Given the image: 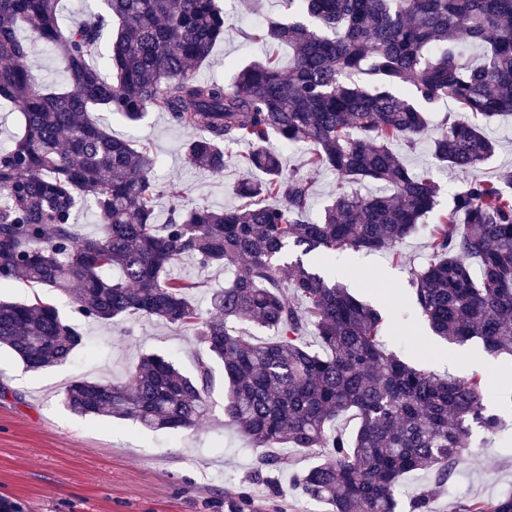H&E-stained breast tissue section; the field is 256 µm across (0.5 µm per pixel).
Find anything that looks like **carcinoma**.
I'll return each mask as SVG.
<instances>
[{
	"instance_id": "cac0c4a2",
	"label": "carcinoma",
	"mask_w": 512,
	"mask_h": 512,
	"mask_svg": "<svg viewBox=\"0 0 512 512\" xmlns=\"http://www.w3.org/2000/svg\"><path fill=\"white\" fill-rule=\"evenodd\" d=\"M285 2L294 17L259 23L253 38L288 44V70L269 56L222 82L192 71L224 34L217 0H103L104 9L67 26L59 0H0V99L23 119L0 150V286L21 278L61 292L93 322L155 318L193 331L203 346L191 373L149 353L124 382H71L63 403L73 413L191 431L212 413L220 362L224 416L260 466L277 465L275 448L317 451L296 483L326 512H429L428 490L403 510L401 477L426 472L445 486L474 434L504 419L482 378L441 376L383 348L381 311L331 281L322 260L344 252L402 260L440 186L390 145L415 149L438 104L456 106L431 139L439 166L467 176L494 156L476 121L512 115V0ZM109 26L115 38L104 53ZM22 29L57 50L63 89L36 84ZM466 44L483 49L480 60ZM93 112L133 125L164 113L172 128L199 132L184 152L205 172L222 173L225 147L247 144L241 163L265 178L236 188L242 205H193L176 183L156 180L149 146L113 137ZM273 138L310 145L309 168L336 173L320 220L308 218L310 179L285 172L267 148ZM358 180L386 191L346 189ZM81 206L103 220L93 237L77 233ZM428 241L431 261L411 280L420 316L448 345L477 342L512 364V174L463 180ZM185 258L232 270L206 312L194 297L201 284L172 274ZM245 323L274 336L258 341L237 328ZM311 331L318 350L304 342ZM0 344L38 371L69 361L83 336L50 301L0 299ZM349 412L358 425L347 434L336 420ZM450 512H512V491L457 499Z\"/></svg>"
}]
</instances>
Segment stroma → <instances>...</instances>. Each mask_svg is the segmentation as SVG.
<instances>
[{
  "instance_id": "obj_1",
  "label": "stroma",
  "mask_w": 512,
  "mask_h": 512,
  "mask_svg": "<svg viewBox=\"0 0 512 512\" xmlns=\"http://www.w3.org/2000/svg\"><path fill=\"white\" fill-rule=\"evenodd\" d=\"M220 5L224 38L196 68L197 77L223 81L233 69L270 55L287 64V46L271 48L252 38L257 23L283 18L281 0H221ZM105 119L114 136L149 145L158 159L156 178L177 181L186 199L216 209L232 206L240 179L263 177L240 164V156L250 151L245 144L233 146L234 160L223 173L193 170L182 150L192 133L172 129L165 114H150L135 125L116 113ZM488 131L498 150L475 175L493 181L512 173V118L495 120ZM403 255L396 264L381 254H344L330 259L329 271L379 308L388 349L403 351L418 368L462 381L482 376L492 400L511 394L512 377L501 372L500 360L474 347L449 353L418 316L409 278L431 258L425 232L404 243ZM51 299L65 319L78 324L84 342L67 363L39 372L25 370L9 350H0V496L21 503L24 512H230L233 497L249 500L253 512H324L293 481L312 465L313 456L283 448L280 464L259 470L248 439L224 416L222 366L214 368L213 414L193 431H150L128 421L112 424L71 413L63 392L72 380L125 381L143 352L167 354L189 372L200 345L192 332L156 320L105 327L84 320L60 292H52ZM503 417L502 430L474 436L469 455L431 496L429 512H449L459 498L512 490V413Z\"/></svg>"
}]
</instances>
